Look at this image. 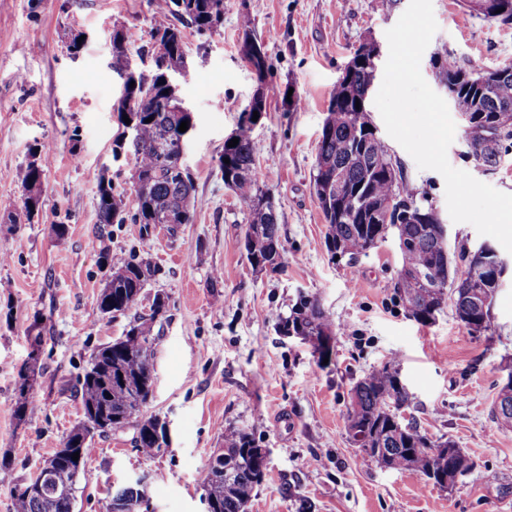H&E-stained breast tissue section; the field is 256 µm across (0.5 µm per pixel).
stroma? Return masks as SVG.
<instances>
[{"label":"stroma","mask_w":512,"mask_h":512,"mask_svg":"<svg viewBox=\"0 0 512 512\" xmlns=\"http://www.w3.org/2000/svg\"><path fill=\"white\" fill-rule=\"evenodd\" d=\"M408 3L398 0L385 13L378 0H224L217 31L185 29L189 77L181 94L193 128L183 164L195 181L193 221L171 233L156 226L145 237L137 224L98 227L96 192L105 177L132 194L131 160L112 156L122 126L110 35L117 26L133 29L138 40L129 59L143 68L152 0H0V214L20 209L17 173L33 148L46 144L52 154L32 222L0 224V512H13L14 487L82 421L77 378L92 351L127 324L97 308L106 278L98 263L102 235L112 253H137L158 269L140 313H148L155 294L168 297L153 330L154 398L146 412L167 422L170 446L144 455L131 424L94 437L75 512H104L113 488L144 475L155 512H203L199 474L230 427L269 451L249 512H297L302 498L314 512H512V427L492 414L512 366V272L494 294L493 331L469 334L450 306L434 323L420 324L397 293L396 233L356 263L332 259L312 193L316 147L343 66L364 40L385 42ZM433 10L438 30L429 51H448L469 70L512 59V25L484 22L462 0H433ZM245 14L265 45L267 80L280 91L251 130L259 184L274 196L287 257L280 272L267 275L242 254L248 206L225 187L217 165L257 86L238 53ZM75 38L82 41L76 54L69 49ZM287 92L301 99L300 109L284 103ZM367 109L404 170L407 191L428 193L439 210L451 253L494 245L471 224L451 220L443 177L419 169L389 136L375 104ZM463 151L459 131L447 152L451 166L512 193V155L485 171ZM60 222L67 226L62 238L52 230ZM301 292L316 297L336 326L332 360L323 367L309 345L275 330ZM36 321L45 336L36 406L20 424L14 389L29 360L26 330ZM388 363L400 370L417 423L470 458L472 470L453 490L379 467L350 442L351 389Z\"/></svg>","instance_id":"obj_1"}]
</instances>
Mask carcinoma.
<instances>
[{"mask_svg": "<svg viewBox=\"0 0 512 512\" xmlns=\"http://www.w3.org/2000/svg\"><path fill=\"white\" fill-rule=\"evenodd\" d=\"M160 20L152 35L174 43H184L183 32L164 22L171 14L186 18V23L200 33L212 31L224 21V0H161ZM137 37L130 29H112V59L120 63ZM377 47L364 41L354 51L356 61L347 75L339 77L330 96L327 116L317 146L316 163L311 181L333 178L340 173L344 187L358 193L362 205L377 206L397 195L411 207L410 218L397 224H374L363 214L339 213L336 205L320 203L327 226L326 244L338 255L353 258L365 255L391 231L408 243L402 254L398 291L410 315L422 324L434 322L448 302L467 331L492 330L491 305L477 303L479 295L493 298L490 270L486 261L494 249L484 246L485 262L459 271L448 265L445 239L435 224H416L418 212L429 204L427 196L404 193L402 166L392 159L374 132L366 100L375 78ZM183 56L171 54L166 69L139 71L126 83V101L119 103L130 121L138 127V141L132 151L134 178L138 190L133 199L131 220L142 225L150 235L153 224H189L195 186L190 174L179 162L176 138L179 126L191 121L189 115L173 109L175 100L167 92L165 70L180 67ZM436 78L453 86L455 111L468 117L464 138L480 151L485 166L495 167L503 156L512 152V62L481 71L467 70L448 55L437 51L431 57ZM152 121H147V118ZM239 142L224 147L218 168L224 186L237 193L249 207V224L243 238V252L258 273L276 272L285 265L280 239L279 218L264 202L267 192L258 184L256 158L258 147L251 129L239 127ZM49 147L38 151L18 173L27 195L23 203L26 215L38 210L39 177L44 173ZM230 163H225L224 159ZM97 212L100 224H122L126 220L123 196L114 193L112 182L99 181ZM104 267L109 269L97 306L104 315H124L138 309L144 288L154 276L151 266L130 254L119 259L106 247L100 250ZM427 273L440 282L427 287L419 274ZM167 308V298L155 294L150 314L139 316L125 333L112 343L93 351L89 366L79 378L83 421L64 438L53 452L54 467L42 480L22 483L13 493L14 512H75V492L79 476L93 452L95 434H108L125 428L138 417L153 398L155 352L152 324ZM285 335L311 343L317 363L331 358L334 346L322 343L333 324L319 300L306 293L298 294L289 315L277 321ZM36 364L19 370L13 405L17 422L26 421L35 402ZM347 410L346 431L360 452L388 469L419 473L424 480L441 484L439 474L462 477L472 468L469 458L450 439L432 438L420 430L414 418H406L410 394L405 384L385 365L366 374L352 388ZM493 414L512 422V392H500ZM137 445L154 456L168 447L165 424L150 416L137 423ZM79 453L78 460L73 454ZM267 462L258 452V444L246 431H224V448L210 457L202 470L199 484L209 503L210 512H248L255 488L264 480ZM148 499V486L121 485L112 491L105 512H140L139 504Z\"/></svg>", "mask_w": 512, "mask_h": 512, "instance_id": "carcinoma-1", "label": "carcinoma"}]
</instances>
